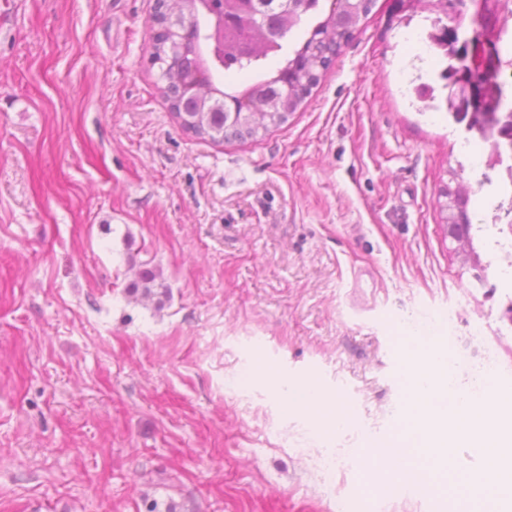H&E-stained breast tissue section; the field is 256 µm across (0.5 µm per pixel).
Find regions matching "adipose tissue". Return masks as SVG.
Returning a JSON list of instances; mask_svg holds the SVG:
<instances>
[{
    "label": "adipose tissue",
    "instance_id": "1",
    "mask_svg": "<svg viewBox=\"0 0 512 512\" xmlns=\"http://www.w3.org/2000/svg\"><path fill=\"white\" fill-rule=\"evenodd\" d=\"M284 410L288 413H313L326 431H337L354 423V416L345 401L327 395L310 380L289 387Z\"/></svg>",
    "mask_w": 512,
    "mask_h": 512
}]
</instances>
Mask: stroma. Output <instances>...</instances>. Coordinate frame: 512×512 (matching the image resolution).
Segmentation results:
<instances>
[{"instance_id": "35a3bbf8", "label": "stroma", "mask_w": 512, "mask_h": 512, "mask_svg": "<svg viewBox=\"0 0 512 512\" xmlns=\"http://www.w3.org/2000/svg\"><path fill=\"white\" fill-rule=\"evenodd\" d=\"M153 8L0 0V512H454L358 457L404 405V337L512 383V196L406 101L413 27L374 0L285 124L214 143L169 107ZM460 186L480 281L437 203ZM144 266L162 308L127 293ZM308 379L355 425L285 413Z\"/></svg>"}]
</instances>
